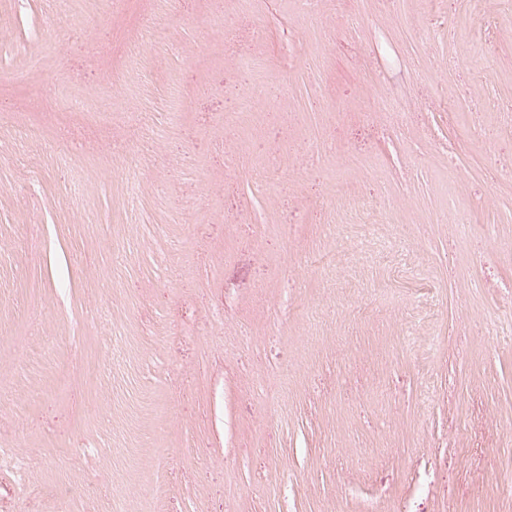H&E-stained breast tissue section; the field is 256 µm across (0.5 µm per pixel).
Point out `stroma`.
<instances>
[{
	"label": "stroma",
	"mask_w": 512,
	"mask_h": 512,
	"mask_svg": "<svg viewBox=\"0 0 512 512\" xmlns=\"http://www.w3.org/2000/svg\"><path fill=\"white\" fill-rule=\"evenodd\" d=\"M506 8L0 0V512H512Z\"/></svg>",
	"instance_id": "stroma-1"
}]
</instances>
